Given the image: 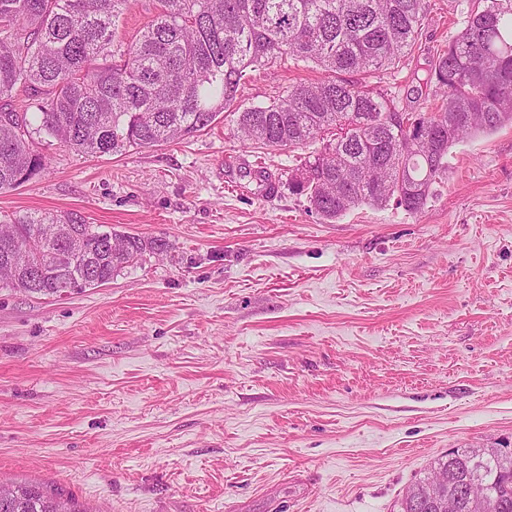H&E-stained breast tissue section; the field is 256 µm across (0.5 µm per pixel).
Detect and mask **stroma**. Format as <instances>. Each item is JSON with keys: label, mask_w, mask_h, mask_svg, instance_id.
<instances>
[{"label": "stroma", "mask_w": 512, "mask_h": 512, "mask_svg": "<svg viewBox=\"0 0 512 512\" xmlns=\"http://www.w3.org/2000/svg\"><path fill=\"white\" fill-rule=\"evenodd\" d=\"M383 81L428 112L450 0ZM158 12L130 0L116 44ZM285 60L242 107L324 78ZM0 191V214L75 212L159 240L106 285L0 288V479L90 512H399L456 448L512 451V123L466 137L424 208L321 218L289 186L309 148L194 137L87 157Z\"/></svg>", "instance_id": "stroma-1"}]
</instances>
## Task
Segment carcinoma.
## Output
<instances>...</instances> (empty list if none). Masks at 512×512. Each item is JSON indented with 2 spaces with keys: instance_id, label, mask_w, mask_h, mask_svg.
Segmentation results:
<instances>
[{
  "instance_id": "1",
  "label": "carcinoma",
  "mask_w": 512,
  "mask_h": 512,
  "mask_svg": "<svg viewBox=\"0 0 512 512\" xmlns=\"http://www.w3.org/2000/svg\"><path fill=\"white\" fill-rule=\"evenodd\" d=\"M129 0H0V191L46 169L36 145L53 140L87 156L183 140L222 112L238 113L243 147L323 149L301 161L294 191L326 219L360 205L419 212L448 173L461 139L512 122V0H452L463 28L433 62L435 112L404 123L396 98L374 83L405 64L427 0H159L152 24L123 50L113 42ZM283 58L328 76L293 85L267 104L240 109L247 71ZM27 98L15 103L16 92ZM49 224L73 225L76 252L39 244ZM127 240L113 251L110 237ZM37 251L42 271L0 285L42 296L109 283L165 245L72 212L0 216V258ZM457 491L478 479L486 512H512V451L458 448L430 479ZM0 512H86L44 483L0 486Z\"/></svg>"
}]
</instances>
